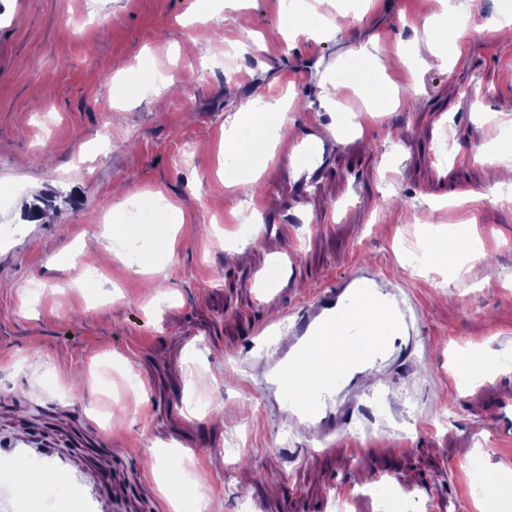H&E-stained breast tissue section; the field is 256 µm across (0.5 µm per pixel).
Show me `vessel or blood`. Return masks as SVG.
<instances>
[{"instance_id":"obj_1","label":"vessel or blood","mask_w":512,"mask_h":512,"mask_svg":"<svg viewBox=\"0 0 512 512\" xmlns=\"http://www.w3.org/2000/svg\"><path fill=\"white\" fill-rule=\"evenodd\" d=\"M381 281L370 268H359L337 282L309 305L292 325L288 342L266 357L263 367L271 386L294 417L297 427L322 425L331 416L330 399L346 389L367 359H379L415 336L417 317L402 296L383 310L382 321L363 320V309L378 305ZM372 337L367 346L351 347V340ZM0 512H27L32 499L18 479L38 469L62 478L68 494L52 512H101L109 472L94 480L66 460L40 448L35 439L13 438L0 443Z\"/></svg>"}]
</instances>
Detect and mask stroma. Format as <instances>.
<instances>
[{
    "label": "stroma",
    "instance_id": "1",
    "mask_svg": "<svg viewBox=\"0 0 512 512\" xmlns=\"http://www.w3.org/2000/svg\"><path fill=\"white\" fill-rule=\"evenodd\" d=\"M0 0V436L87 475L103 512H512V181L472 154L512 145V0ZM459 59L407 66L451 18ZM370 100L324 90L361 48ZM387 59L379 69L377 58ZM267 146L246 193L224 177L241 108ZM336 134L320 145L321 132ZM111 148L101 145L103 132ZM467 191L479 192L463 202ZM164 199L145 235L130 206ZM301 223H293V216ZM475 219L482 253L448 282L421 241ZM262 226L237 254L238 227ZM135 241L128 265L114 242ZM374 268L421 319L414 351L359 378L335 423L298 429L262 360L338 279ZM274 328L258 336L262 326ZM380 396L386 419L354 407ZM302 449L285 462L280 447ZM182 476L174 509L162 470ZM483 476L489 499L475 496Z\"/></svg>",
    "mask_w": 512,
    "mask_h": 512
}]
</instances>
